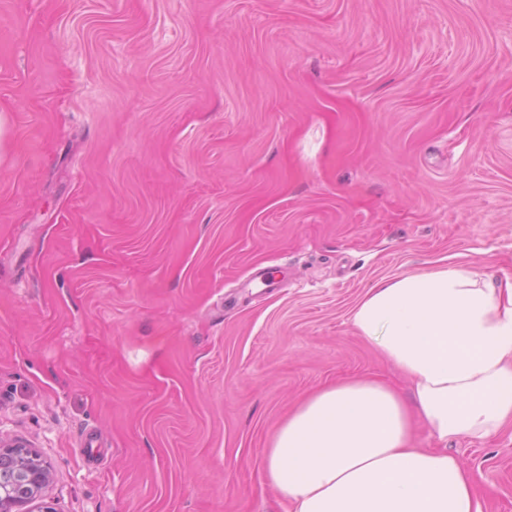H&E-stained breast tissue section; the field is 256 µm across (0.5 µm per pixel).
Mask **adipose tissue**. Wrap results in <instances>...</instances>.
<instances>
[{
  "label": "adipose tissue",
  "mask_w": 512,
  "mask_h": 512,
  "mask_svg": "<svg viewBox=\"0 0 512 512\" xmlns=\"http://www.w3.org/2000/svg\"><path fill=\"white\" fill-rule=\"evenodd\" d=\"M351 322L410 393L343 378L306 395L263 451L284 512H484L448 440L512 424V280L460 268L381 280ZM420 422L433 447L416 446Z\"/></svg>",
  "instance_id": "obj_1"
}]
</instances>
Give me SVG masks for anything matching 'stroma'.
Returning a JSON list of instances; mask_svg holds the SVG:
<instances>
[{"label": "stroma", "mask_w": 512, "mask_h": 512, "mask_svg": "<svg viewBox=\"0 0 512 512\" xmlns=\"http://www.w3.org/2000/svg\"><path fill=\"white\" fill-rule=\"evenodd\" d=\"M512 276V0H0V436L53 512H283L375 282ZM448 449L512 512V426Z\"/></svg>", "instance_id": "35a3bbf8"}]
</instances>
